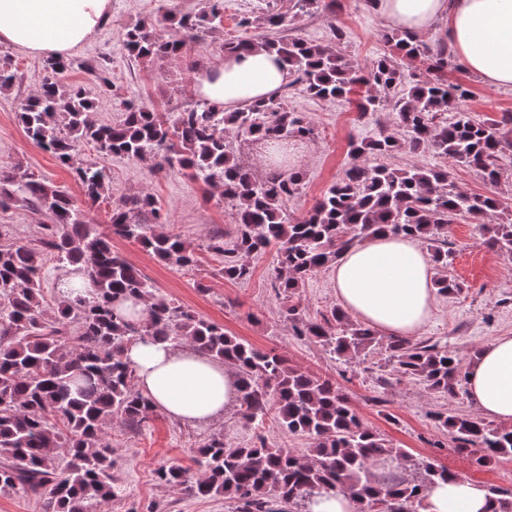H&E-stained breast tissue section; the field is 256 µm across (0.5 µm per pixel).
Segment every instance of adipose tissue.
I'll return each instance as SVG.
<instances>
[{
    "label": "adipose tissue",
    "mask_w": 512,
    "mask_h": 512,
    "mask_svg": "<svg viewBox=\"0 0 512 512\" xmlns=\"http://www.w3.org/2000/svg\"><path fill=\"white\" fill-rule=\"evenodd\" d=\"M373 5L390 26L413 36L446 20L445 36L465 68L488 85L512 88V0H374ZM109 9L110 0H0V46L67 57L94 38ZM291 79L276 53L254 48L195 71L191 91L235 112L278 96ZM435 278L416 239L381 234L343 253L333 286L350 315L389 336H415L433 315ZM124 357L140 391L171 419L212 421L238 397L235 370L193 347L135 341ZM467 387L483 415L512 423V336L494 338L469 362ZM495 507L483 487L453 478L427 492L420 512H494Z\"/></svg>",
    "instance_id": "adipose-tissue-1"
}]
</instances>
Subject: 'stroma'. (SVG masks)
<instances>
[{"instance_id":"35a3bbf8","label":"stroma","mask_w":512,"mask_h":512,"mask_svg":"<svg viewBox=\"0 0 512 512\" xmlns=\"http://www.w3.org/2000/svg\"><path fill=\"white\" fill-rule=\"evenodd\" d=\"M208 0H111L109 15L97 36L75 50L70 60L67 84L89 86L85 63L104 66L111 76L114 95L93 90V114L98 122L117 125L124 118L118 97L136 99L153 107L163 118L193 106L190 92L194 70L219 62L221 47L230 38H248L263 33L267 14L291 9V0H224V29L188 44L181 56L157 58L146 63L128 59L122 51V35L128 27L145 17H153L159 34H170L167 15L199 13ZM341 28L345 37L339 45L343 55L366 65L390 55L391 47L382 37L386 28L372 0H341L335 13L296 14L286 33L319 43H329L330 25ZM9 57L18 69L14 87L0 92V167L36 174L67 191L74 199L82 194L65 166L28 138L21 123L18 104L39 92L46 75L44 60L19 51ZM449 82L468 89V97L458 101L459 109L478 119L501 120L512 113V88L487 86L468 70H452ZM290 108L306 114L315 128L310 140L288 143V169L301 173V192L287 202L289 212L310 209L317 199L343 174L349 161L352 141L374 136L378 130L392 128L395 114L385 108L359 116L358 94L335 100H321L285 89ZM84 159L98 160L111 176L107 199L86 210L92 223L105 225L112 208L122 199L151 193L169 216L167 231L180 234L195 250L197 263L192 269H179L157 261L138 244L114 239V250L124 255L150 278L158 297L178 302L200 317L224 327L228 333L247 340L263 350L283 355L289 365L329 376L347 394L361 421L379 431L393 447L403 448L417 458L448 468L466 480L485 488L512 492V459L477 464L472 457L457 452L447 432L435 426V411L478 416L470 398L448 400L420 382L397 376L386 365L384 350L376 349L362 358L363 370L353 373L350 364L332 360L305 336L293 335L283 316L282 304L271 287L273 252L250 260L252 276L246 281L225 279L224 261L207 251L214 232L232 224V210L220 190L177 174L156 171L152 162L133 161L122 156H101L86 148ZM389 165L409 164L446 169L461 190L496 198L504 212L512 214V152L499 159L502 177L499 184L485 181L475 170L430 153L412 154L401 148L388 160ZM47 215L15 204L0 210V236L33 242L41 236ZM451 250L447 275L463 284L460 292L437 295L433 317L424 327L422 339L447 342L462 362L495 337L512 334V255L489 250L474 221H458L448 229ZM332 272L322 269L305 280L299 290L302 308L316 319L336 305ZM223 431L227 441L246 446L265 436L270 443L307 453L312 443L304 437L282 433L275 415H268L262 429L239 420L235 408H227L221 418L200 423H182L156 414L138 430L113 425L106 439L112 447V512H232L224 498H195L159 485L154 470L161 464L192 467L195 448L211 433Z\"/></svg>"}]
</instances>
